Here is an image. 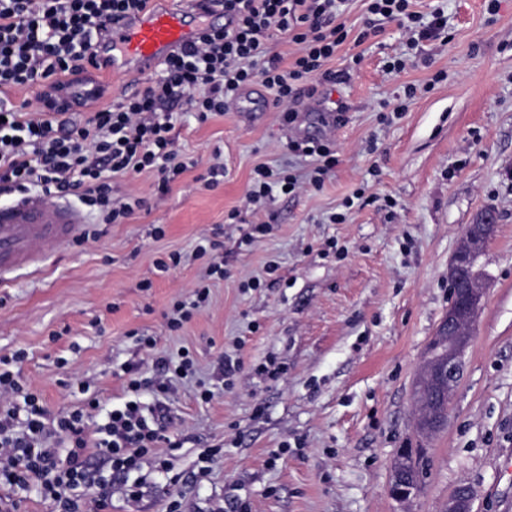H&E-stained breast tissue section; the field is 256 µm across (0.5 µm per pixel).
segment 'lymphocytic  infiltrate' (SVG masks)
<instances>
[{"mask_svg":"<svg viewBox=\"0 0 512 512\" xmlns=\"http://www.w3.org/2000/svg\"><path fill=\"white\" fill-rule=\"evenodd\" d=\"M149 0H0V196L40 193L76 196L97 211L100 223H124L145 205L143 198L116 195V178L143 172L159 177V191L188 170L171 132L175 107L188 101L199 121L223 114L229 99L259 81L273 93L281 124L294 123L302 97L313 96L318 84L335 81L328 67L348 31L340 16L345 0H209L223 9L234 25L228 30L203 28L188 47L170 54L160 76L150 85L102 107L82 121L69 119L74 100L54 105L65 81L77 80L87 69L105 68L107 60L95 52L110 42V22L142 12ZM368 11L398 22L407 34L430 39L447 25L443 12L422 22L411 0H368ZM295 45L290 64L270 52L271 40ZM36 90L42 106L6 97L8 89ZM292 148L314 158L307 176L276 171L261 165L245 201L253 205L274 190L321 187L336 165L328 146L296 142ZM218 242L201 237L194 259L205 272L186 299L166 315L176 333L208 304L210 283L224 277L218 261ZM13 361V360H12ZM0 358V485L13 498H0V512H19L17 493H33L53 503L55 512H110L113 491L128 501L140 497L128 476L152 457L160 471L169 462L158 452L169 442L164 409L175 391V380L192 377L188 352L154 355L151 375L141 364L128 363L126 389L130 400L102 411L97 397L81 407L51 414L41 394L26 390ZM149 393L151 402L141 399ZM103 425H94L98 415Z\"/></svg>","mask_w":512,"mask_h":512,"instance_id":"1","label":"lymphocytic infiltrate"}]
</instances>
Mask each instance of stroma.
Instances as JSON below:
<instances>
[{"mask_svg": "<svg viewBox=\"0 0 512 512\" xmlns=\"http://www.w3.org/2000/svg\"><path fill=\"white\" fill-rule=\"evenodd\" d=\"M488 5L412 0L424 16L442 8L448 24L444 38L411 49L394 22L358 42L367 3L350 0L349 37L329 63L339 78L320 86L294 128L269 102L203 123L180 103L172 135L194 168L162 196L154 174L118 179L145 209L122 224H85L88 242L58 247L45 268L0 287V357L26 352L21 381L51 412L77 407L85 387L103 407L121 403L125 363L184 350L194 359V378L171 401L179 445L160 449L169 473L143 464L142 499L113 494L112 512H166L174 500L182 512H443L462 484L477 493L474 512H512V0ZM399 57L404 70L388 71ZM401 101L405 112L390 115ZM303 139L327 144L335 168L320 189L254 206L249 220L267 230L241 243L228 212L257 166L303 174L308 158L289 147ZM217 150L224 179L208 190L199 178ZM487 206L499 220L479 259L486 301L448 421L424 436L414 429V376L448 309L457 239ZM333 213L344 221L330 223ZM213 233L224 278L171 333L166 312L202 274L192 249ZM175 252L183 264L156 275L155 260ZM269 264L279 281L241 289ZM139 334L155 338L154 353L138 348ZM222 354L241 363L230 388L217 376ZM269 362L279 378L258 373ZM202 384L212 400L197 398ZM216 446L199 475L202 452ZM404 448L417 453L422 487L400 502L388 485Z\"/></svg>", "mask_w": 512, "mask_h": 512, "instance_id": "obj_1", "label": "stroma"}]
</instances>
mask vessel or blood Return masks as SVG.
Masks as SVG:
<instances>
[{
	"instance_id": "obj_1",
	"label": "vessel or blood",
	"mask_w": 512,
	"mask_h": 512,
	"mask_svg": "<svg viewBox=\"0 0 512 512\" xmlns=\"http://www.w3.org/2000/svg\"><path fill=\"white\" fill-rule=\"evenodd\" d=\"M223 25V15L203 18L192 8H157L112 26V74L155 70L172 52L195 40L203 24ZM86 222L77 208L33 194L0 203V282L36 270L53 249L80 238Z\"/></svg>"
}]
</instances>
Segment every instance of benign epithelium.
I'll return each mask as SVG.
<instances>
[{
	"label": "benign epithelium",
	"mask_w": 512,
	"mask_h": 512,
	"mask_svg": "<svg viewBox=\"0 0 512 512\" xmlns=\"http://www.w3.org/2000/svg\"><path fill=\"white\" fill-rule=\"evenodd\" d=\"M497 221L493 208L482 209L478 223L468 225L460 235L448 263V313L431 337L413 383L415 427L420 433H434V414L449 409L463 372L464 354L486 296L477 262L495 233ZM419 489L420 476L409 474L402 459H397L389 484L390 495L404 501ZM475 497V490L462 484L448 497L443 512H473Z\"/></svg>",
	"instance_id": "1"
}]
</instances>
